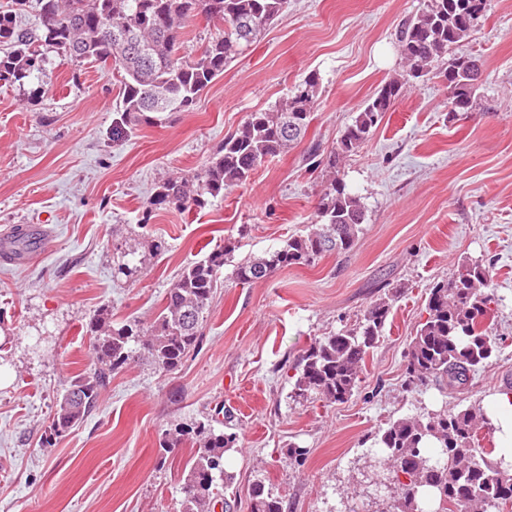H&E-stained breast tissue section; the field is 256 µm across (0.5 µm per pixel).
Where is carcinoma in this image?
Returning a JSON list of instances; mask_svg holds the SVG:
<instances>
[{"mask_svg": "<svg viewBox=\"0 0 512 512\" xmlns=\"http://www.w3.org/2000/svg\"><path fill=\"white\" fill-rule=\"evenodd\" d=\"M286 0H8L0 10V81L23 83L46 63L44 49L57 50L77 62L88 61L120 75L122 108L113 127L131 133L156 124L165 112L189 110L224 68L244 54L280 14ZM486 0H429L425 10L398 31L403 74L386 81L361 105L325 156L321 144L309 146L310 164L329 169L330 178L316 210L319 227L291 235L261 258L245 257L232 275L241 284L267 278L293 265H310L323 254L351 252L366 221L360 198L336 174L341 159L369 140L402 91L421 79L448 82V111L476 109L480 64L472 57L448 55L485 12ZM33 12V23L18 18ZM222 23L223 30L193 55L180 53L185 23L193 18ZM319 77L310 74L274 109L253 112L236 132L224 138L206 162L189 177L161 183L152 200L158 208L201 209L224 197V190L252 179L268 159L302 139L319 98ZM232 248L224 245L182 268L168 288L149 329L138 323L112 325L108 309L89 319L93 367L77 376L57 398L49 429L54 436L73 428L94 408L112 374L145 358L158 370H176L195 349L206 320L213 288ZM490 268L463 263L451 278L429 289L427 317L407 351V385L435 381L464 387L498 350L493 334L497 300L488 291ZM390 303L380 298L352 328L325 336L301 355L295 366L294 397L329 402L347 400L358 387L359 373L383 336ZM488 426L473 407L403 417L376 439L380 456L375 469L390 481L399 512H422L419 489L434 493L438 512H512V466L492 458L495 449L478 448L477 425ZM194 455L180 487L179 512H211L216 482L229 489L234 475L224 455L237 447L239 435L200 423L192 428ZM252 512H285L283 500L253 484Z\"/></svg>", "mask_w": 512, "mask_h": 512, "instance_id": "obj_1", "label": "carcinoma"}]
</instances>
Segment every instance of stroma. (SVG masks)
I'll list each match as a JSON object with an SVG mask.
<instances>
[{
    "label": "stroma",
    "mask_w": 512,
    "mask_h": 512,
    "mask_svg": "<svg viewBox=\"0 0 512 512\" xmlns=\"http://www.w3.org/2000/svg\"><path fill=\"white\" fill-rule=\"evenodd\" d=\"M427 0H288L262 38L186 112L113 139L119 77L47 49L37 79L0 82V235L24 225L36 245L0 262V512H178L190 442L175 428L232 425L226 454L232 512H251L262 482L286 512H394L366 494L360 471L396 419L484 408L512 389V0H488L456 46L483 64L481 99L448 113L433 79L405 89L341 175L365 206L354 250L243 285L225 265L199 345L171 372L138 360L114 373L95 408L46 446L58 393L91 364L86 326L100 307L114 325L152 324L180 269L216 244L260 256L314 229L329 174L304 155L331 150L362 103L402 72L397 31ZM317 74L305 141L266 161L245 185L193 211L156 208L159 183L200 167L250 113ZM166 251L154 253L153 241ZM137 246L138 271L114 277ZM493 264L495 357L466 390L406 383L405 351L434 282L459 263ZM392 296L383 337L344 402L293 399L295 365L315 340L351 328ZM307 449L305 461L289 446Z\"/></svg>",
    "instance_id": "35a3bbf8"
}]
</instances>
